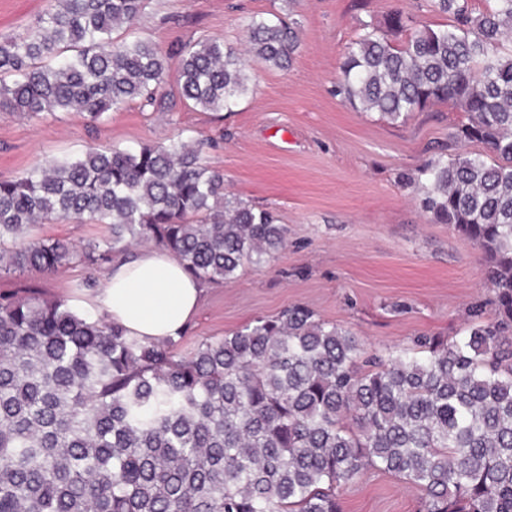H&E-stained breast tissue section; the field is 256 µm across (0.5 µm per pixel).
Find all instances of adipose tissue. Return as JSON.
<instances>
[{"label": "adipose tissue", "instance_id": "obj_1", "mask_svg": "<svg viewBox=\"0 0 512 512\" xmlns=\"http://www.w3.org/2000/svg\"><path fill=\"white\" fill-rule=\"evenodd\" d=\"M203 293L175 256L142 247L113 262L93 302L130 335L162 341L185 331Z\"/></svg>", "mask_w": 512, "mask_h": 512}]
</instances>
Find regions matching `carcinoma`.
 Here are the masks:
<instances>
[{
  "label": "carcinoma",
  "instance_id": "obj_1",
  "mask_svg": "<svg viewBox=\"0 0 512 512\" xmlns=\"http://www.w3.org/2000/svg\"><path fill=\"white\" fill-rule=\"evenodd\" d=\"M145 0H54L30 32L0 37V112L163 107L168 57L116 41ZM433 28L400 9L360 22L336 93L391 121L437 102L465 112L421 169L422 206L480 250L495 316L449 340L421 334L378 358L292 305L190 353L139 339L63 297L0 294V512H343L336 489L365 469L421 492L422 512H512V0H431ZM248 53L290 67L297 23L245 24ZM406 35L397 42L395 38ZM183 100L233 111L250 91L240 50L219 37L179 51ZM476 143L483 153L458 151ZM204 142L90 147L0 180V274L98 273L151 243L203 283L273 261L287 231L229 194ZM106 224L76 246L32 230Z\"/></svg>",
  "mask_w": 512,
  "mask_h": 512
}]
</instances>
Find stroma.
Returning a JSON list of instances; mask_svg holds the SVG:
<instances>
[{
    "instance_id": "stroma-1",
    "label": "stroma",
    "mask_w": 512,
    "mask_h": 512,
    "mask_svg": "<svg viewBox=\"0 0 512 512\" xmlns=\"http://www.w3.org/2000/svg\"><path fill=\"white\" fill-rule=\"evenodd\" d=\"M51 5L0 0V36L25 33ZM397 8L435 27L448 21L430 0H145L140 18L116 35L169 54L165 108L133 101L96 123L79 112H0V179L22 178L90 145L136 148L178 133L209 140L204 159L223 170L227 190L273 210L288 228V244L271 263L206 284L180 352L291 304L349 330L370 352L405 347L421 333L458 336L473 317L495 314L481 253L452 226L431 222L420 195L401 178L417 175L464 113L435 103L394 123L336 94V74L360 22L383 23ZM285 12L301 37L288 69H252V91L232 112H206L180 98L177 55L184 42L221 37L242 49L246 18ZM87 274L76 263L54 275L0 276V292L34 285L91 313L93 293L79 286ZM339 495L344 512H420L417 490L372 468Z\"/></svg>"
}]
</instances>
